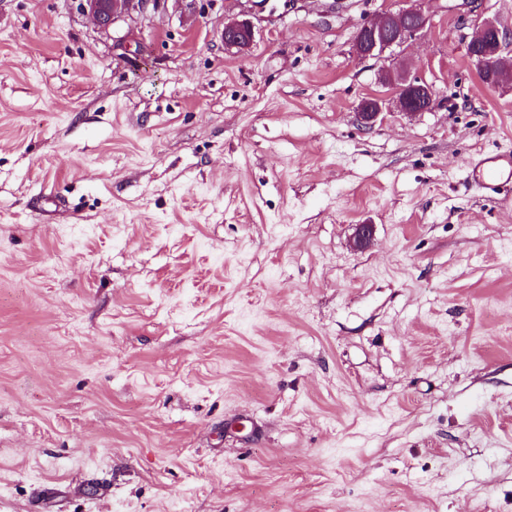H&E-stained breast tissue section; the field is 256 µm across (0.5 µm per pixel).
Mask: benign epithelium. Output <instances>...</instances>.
I'll return each instance as SVG.
<instances>
[{"label":"benign epithelium","instance_id":"obj_1","mask_svg":"<svg viewBox=\"0 0 512 512\" xmlns=\"http://www.w3.org/2000/svg\"><path fill=\"white\" fill-rule=\"evenodd\" d=\"M95 23L107 29L119 19L132 13H144L148 7H158L160 0H81ZM406 6L397 12L386 11L377 19L363 24L358 30L359 38L354 44V53L361 59L379 58L394 47H402L412 39L426 33L432 26V13L424 6V0H403ZM464 6L476 13V33L469 42L470 53L477 59L480 71L488 73L487 85L499 84L494 77L498 59L505 46L512 40V33L499 24L481 19L480 4L475 0H464ZM254 29L248 21L231 20L224 25V43L230 49L244 51L250 45ZM384 83L391 86L397 108L413 115L431 110L435 91L433 86L409 81L399 75L389 74ZM383 109L380 100L368 98L358 109L362 126H375Z\"/></svg>","mask_w":512,"mask_h":512}]
</instances>
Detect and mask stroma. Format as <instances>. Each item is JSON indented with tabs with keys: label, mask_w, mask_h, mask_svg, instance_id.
Here are the masks:
<instances>
[{
	"label": "stroma",
	"mask_w": 512,
	"mask_h": 512,
	"mask_svg": "<svg viewBox=\"0 0 512 512\" xmlns=\"http://www.w3.org/2000/svg\"><path fill=\"white\" fill-rule=\"evenodd\" d=\"M427 6L0 0V512H512V79ZM81 5L90 13L95 23L108 29L120 18L130 16L133 12L144 13L150 5L157 8L161 0H80ZM406 7L398 12L386 11L375 20L366 22L358 30L359 38L353 45L360 59L379 58L394 47H402L432 26V13L424 0H398ZM253 36L254 29L248 21L231 20L224 25V43L230 49L246 50ZM383 82L392 87L397 108L406 114H416L431 110L435 91L432 85L409 81L398 74L387 75ZM468 181L481 194L494 198L512 183V152L481 154L468 163Z\"/></svg>",
	"instance_id": "1"
}]
</instances>
